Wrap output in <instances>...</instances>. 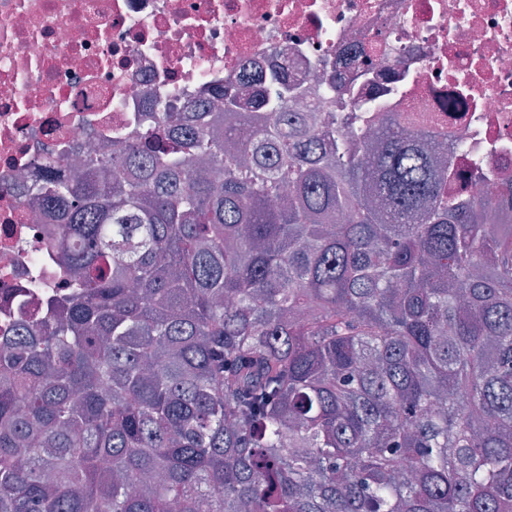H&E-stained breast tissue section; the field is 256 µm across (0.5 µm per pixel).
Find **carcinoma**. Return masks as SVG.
<instances>
[{
    "instance_id": "cac0c4a2",
    "label": "carcinoma",
    "mask_w": 512,
    "mask_h": 512,
    "mask_svg": "<svg viewBox=\"0 0 512 512\" xmlns=\"http://www.w3.org/2000/svg\"><path fill=\"white\" fill-rule=\"evenodd\" d=\"M272 80L44 158L67 281L3 321L0 512H512V179Z\"/></svg>"
}]
</instances>
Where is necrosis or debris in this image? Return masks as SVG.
<instances>
[{"label":"necrosis or debris","mask_w":512,"mask_h":512,"mask_svg":"<svg viewBox=\"0 0 512 512\" xmlns=\"http://www.w3.org/2000/svg\"><path fill=\"white\" fill-rule=\"evenodd\" d=\"M281 63L314 89L335 70L334 111L396 99L447 131L468 192L512 178V0H0V319L59 236L29 189L44 157L66 175L156 96L263 85Z\"/></svg>","instance_id":"4bbe7bcc"}]
</instances>
